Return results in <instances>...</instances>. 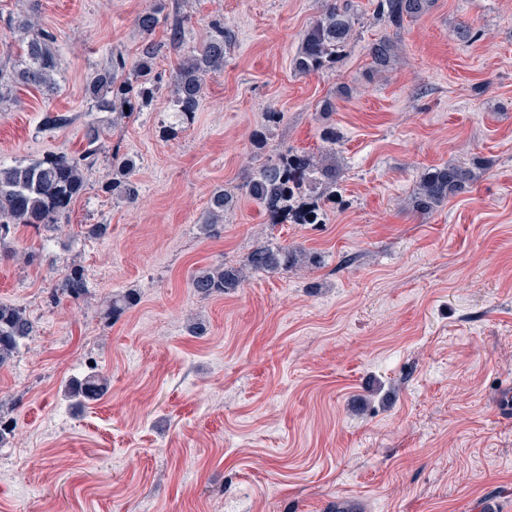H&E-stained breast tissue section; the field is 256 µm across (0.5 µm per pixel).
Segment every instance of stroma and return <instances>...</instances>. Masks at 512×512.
Here are the masks:
<instances>
[{
  "label": "stroma",
  "instance_id": "1",
  "mask_svg": "<svg viewBox=\"0 0 512 512\" xmlns=\"http://www.w3.org/2000/svg\"><path fill=\"white\" fill-rule=\"evenodd\" d=\"M152 3L39 0L59 86L16 89L0 163L77 154L86 123L112 125L86 87L111 55L134 60ZM354 3L335 68L303 75L294 58L322 0H178L184 50L214 19L233 37L194 122L173 125L178 56L164 49L158 97L113 126L59 229H18L0 302L25 309L34 333L0 368V416L15 426L0 445V512H330L347 494L363 512H475L489 497L512 512V415L497 403L512 388V0H436L398 27L376 0ZM382 38L398 53L376 74L367 48ZM48 112L73 121L44 128ZM329 126L341 202L324 224L269 223L242 190L266 158L257 136L314 154ZM117 149L137 162L133 204L99 190ZM476 157L468 192L408 208L425 169ZM218 190L235 204L208 236ZM89 224L107 236L85 238ZM264 244L322 264L194 295L193 273L244 266ZM73 264L89 295L51 304ZM130 288L137 304L106 318ZM197 320L206 335H191ZM93 371L108 392L73 407L68 383Z\"/></svg>",
  "mask_w": 512,
  "mask_h": 512
}]
</instances>
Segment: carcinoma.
Here are the masks:
<instances>
[{
  "label": "carcinoma",
  "instance_id": "obj_1",
  "mask_svg": "<svg viewBox=\"0 0 512 512\" xmlns=\"http://www.w3.org/2000/svg\"><path fill=\"white\" fill-rule=\"evenodd\" d=\"M325 8L305 31L294 58V67L310 75L336 66V60L348 46L358 21L352 0H324ZM435 0H378V12L388 23L398 25L405 19H417L433 7ZM164 0H155L153 7L137 17L139 29L146 35L132 65L122 55H113L108 64L86 88L92 109L112 113V125L128 118L134 111L148 107L161 89V78L154 72V63L162 49L179 54L182 51V30L185 19L178 13L165 12ZM172 19L168 27V42L163 45L151 39L161 20ZM0 27L23 34L20 59L14 64L0 65V106L12 101L13 87L23 85L36 90L53 92L59 60L54 35L42 27L30 13L0 14ZM230 46V36L224 21L216 19L207 25L204 42L181 61L172 74L171 102L173 112L182 124L189 123L197 112L207 80L224 70V57ZM397 45L383 38L368 47L371 66L387 69L397 53ZM107 129L95 122L84 126L86 148L81 156L66 152H49L27 163L0 164V249L8 248L17 229L31 227L36 231H52L58 220L67 215L71 206L86 194L88 184L84 170L98 161L99 143ZM338 138L336 130L323 133L320 157L293 151L280 145L267 146L268 157L249 176L246 194L261 204L268 217L286 215L304 224H321L336 202V186L341 172L336 169ZM480 164H443L427 169L419 179L409 200L416 212L431 213L450 198L459 195L475 183ZM135 161L115 150L112 170L101 182L102 193L129 203L137 201L139 190L133 180ZM233 197L219 190L210 198L205 223L200 228L206 234L217 231L224 221V212ZM319 257L287 246H259L243 267L217 265L196 272L190 280L193 293L202 300L243 287L249 275L273 273L298 265H316ZM89 293L84 269L69 267L51 294L55 304L65 298L73 303ZM136 301L134 290L112 297L106 314L118 316ZM33 333L26 312L10 304H0V367L11 361L23 341ZM108 389V380L90 374L70 382L68 394L80 405L96 400Z\"/></svg>",
  "mask_w": 512,
  "mask_h": 512
}]
</instances>
